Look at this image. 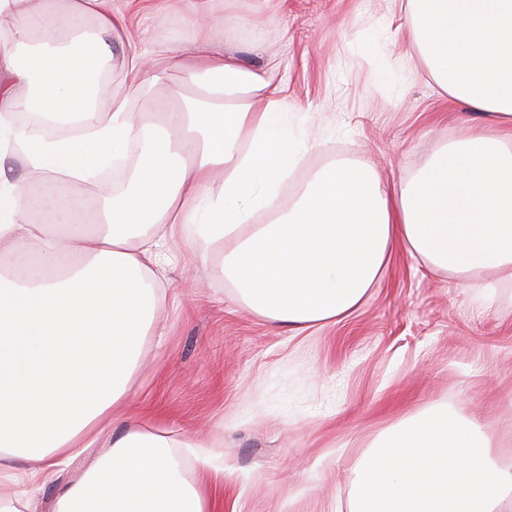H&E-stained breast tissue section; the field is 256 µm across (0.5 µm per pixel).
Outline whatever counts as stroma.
I'll use <instances>...</instances> for the list:
<instances>
[{"instance_id": "35a3bbf8", "label": "stroma", "mask_w": 512, "mask_h": 512, "mask_svg": "<svg viewBox=\"0 0 512 512\" xmlns=\"http://www.w3.org/2000/svg\"><path fill=\"white\" fill-rule=\"evenodd\" d=\"M149 57L191 45L184 0H133ZM214 41L280 62L292 131L316 136L283 182L299 197L336 158L412 178L442 144L490 117L449 104L398 27L390 0H213ZM167 332L145 337L126 403L134 417L223 440L217 512H349L356 467L385 428L430 405L463 408L512 469V280L483 314L458 276L403 249L351 314L299 333L253 314L222 274L169 243Z\"/></svg>"}]
</instances>
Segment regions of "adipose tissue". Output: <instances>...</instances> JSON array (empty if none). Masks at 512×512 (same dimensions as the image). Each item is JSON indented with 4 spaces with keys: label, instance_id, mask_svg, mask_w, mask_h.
Returning <instances> with one entry per match:
<instances>
[{
    "label": "adipose tissue",
    "instance_id": "ef3b65f1",
    "mask_svg": "<svg viewBox=\"0 0 512 512\" xmlns=\"http://www.w3.org/2000/svg\"><path fill=\"white\" fill-rule=\"evenodd\" d=\"M114 0H0V153L28 173H84L134 156L125 187L102 190L95 224H39L21 185L0 175V512H25L59 481L52 512H207L181 452L201 475L224 472L207 439L128 421L103 442L131 391L144 337L163 335L156 281L162 248L181 239L199 255L224 250V277L258 316L296 330L354 311L401 247L431 267L473 280L480 300L496 272L512 279V0H395L435 83L494 124L439 148L413 179L390 185L348 160L323 167L282 209L289 170L315 146L292 137L284 86L212 41V0H188L199 29L184 51L145 62L126 47ZM130 77L126 93L92 94L104 65ZM209 77L197 97L155 121L130 97L168 69ZM76 119L77 136L48 139L13 118ZM219 191H212L214 181ZM261 210L275 221L252 223ZM96 463L59 477L99 443Z\"/></svg>",
    "mask_w": 512,
    "mask_h": 512
}]
</instances>
